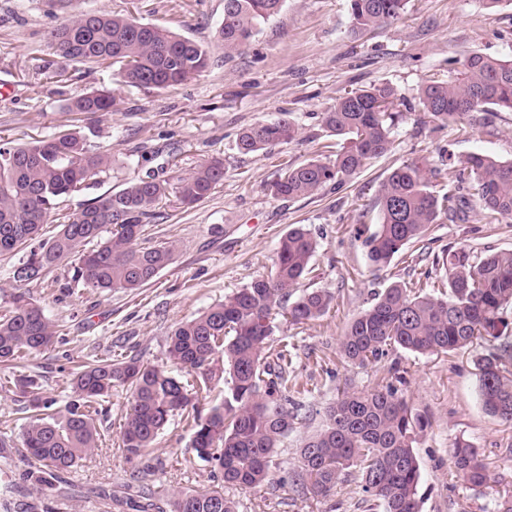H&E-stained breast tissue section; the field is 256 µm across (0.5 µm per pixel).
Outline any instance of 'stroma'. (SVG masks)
Segmentation results:
<instances>
[{
	"mask_svg": "<svg viewBox=\"0 0 512 512\" xmlns=\"http://www.w3.org/2000/svg\"><path fill=\"white\" fill-rule=\"evenodd\" d=\"M86 10L130 14L162 25L211 48L214 64L200 76L164 90L125 88L117 111L86 116L67 112L74 94L111 86L112 72L67 65L47 46L54 25L52 0H0V137L26 144L75 125L94 127L101 146L117 164L110 176L74 193L58 212L75 217L86 203L121 189L127 178L158 172L176 180L213 156L224 159V181L194 208L175 196L157 207L144 245L176 241L173 264L135 291L99 292L74 281L70 266L52 267L29 293L55 323L58 339L20 365L46 396L65 402L70 373L95 358L143 362L172 370L167 344L174 326L192 318L225 294L269 274L279 239L291 225L311 230L319 246L313 271L296 294L319 289L332 298L323 317L295 326L286 317L267 344L268 356L288 348V388L305 404L307 421L282 442L272 468L275 484L258 491L228 488L211 463L191 447L192 430L173 417L149 459L127 458L120 431L125 392L103 402L97 448L37 493L27 478L35 465L20 434L21 402L0 391V512H135L131 495L149 488L158 504L179 490L221 491L238 512H371L355 482L337 485L329 499L293 492L287 480L305 436L320 429L326 408L342 390L398 385L414 412L429 426L417 444L421 462V512H482L488 496L465 486L450 462L454 442L464 439L483 453L492 476L512 487V426L486 414L478 400V375L470 350L418 356L395 349L380 362L347 363L338 343L375 293L394 282L441 285L443 269L430 257L449 246L467 245L488 255L512 249V220L483 224L440 217L428 234L429 259L418 244L404 247L382 270L370 266L364 239L377 219L365 206L392 168L428 158L439 185H454L449 158L473 152L512 161V112H475L440 129L424 121L418 92L430 78L456 76L473 51L512 59V4L487 15L481 0H409L400 21L354 31L348 0H285L280 13L261 25L250 46L224 58L213 34L224 18V0H82ZM68 67L71 79L57 85L35 67L36 58ZM389 85L399 99L392 149L368 161L342 188L294 200L272 196L267 186L288 166L325 155L336 145L320 114L351 88ZM288 109L299 128L286 145L242 154L240 131L272 120Z\"/></svg>",
	"mask_w": 512,
	"mask_h": 512,
	"instance_id": "1",
	"label": "stroma"
}]
</instances>
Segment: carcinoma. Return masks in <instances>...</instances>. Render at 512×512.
Masks as SVG:
<instances>
[{"instance_id": "obj_1", "label": "carcinoma", "mask_w": 512, "mask_h": 512, "mask_svg": "<svg viewBox=\"0 0 512 512\" xmlns=\"http://www.w3.org/2000/svg\"><path fill=\"white\" fill-rule=\"evenodd\" d=\"M284 0H224V19L215 31L217 47L229 57L242 51L258 26L277 15ZM407 0H349L357 29L396 21ZM66 14L48 31L58 55L82 65L115 69L122 86L166 90L206 71L211 52L193 39L127 14L79 8V0H55ZM396 93L388 85L346 92L326 108L321 121L341 139L334 158L311 159L288 168L267 187L275 197L301 198L329 185L341 187L366 163L392 147ZM424 116L446 127L472 112H512V60L471 53L450 81L429 80L419 90ZM117 97L110 88L77 93L69 112H112ZM94 129H64L30 144L0 138V253L38 242L14 269L16 282L9 309L0 313V363L18 365L54 343L56 325L22 287L44 281L59 264L74 265L75 278L101 291L137 290L169 266L174 241L138 245L156 207L175 189L179 203L192 208L224 181V160L212 157L180 177L176 186L155 175L134 176L116 192L91 200L51 237L43 226L63 198L88 188L112 172V152L98 146ZM298 128L284 109L273 121L243 129L237 148L244 154L288 144ZM457 191L434 189L435 169L411 161L394 168L367 208L377 212L376 229L365 240L370 265L388 266L406 245L424 241L445 214L453 220L473 213L493 224L512 219V161L473 153L452 162ZM110 232L103 237L104 232ZM318 243L297 224L279 241L274 270L224 296L194 318L178 323L168 357L189 382L133 356L118 362L97 359L79 367L71 379L64 409L31 377L16 374L13 393L29 413L21 439L26 456L38 463L28 473L36 489L68 472L98 447V405L117 388L131 392L121 431L128 458L148 455L169 420L180 415L192 428L191 448L217 468L224 485L256 489L270 484L274 453L295 429L303 404L288 394L289 353L267 361L265 344L282 313L294 325L323 316L330 295L313 290L292 298L310 272ZM446 282L427 293L395 282L375 294L372 304L350 324L339 342L343 358L365 366L391 349L418 355L476 350L478 398L490 416L512 426V334L504 310L512 308V250L481 256L466 245L448 247L434 258ZM224 357V398L205 409L202 393L215 388L211 368ZM428 426L398 389L344 390L326 408L322 428L300 449L292 485L297 491L326 498L352 475L365 497L381 512H420L421 465L416 445ZM459 478L480 493L490 488L483 455L464 440L451 449ZM172 512H236V503L220 491H176Z\"/></svg>"}]
</instances>
